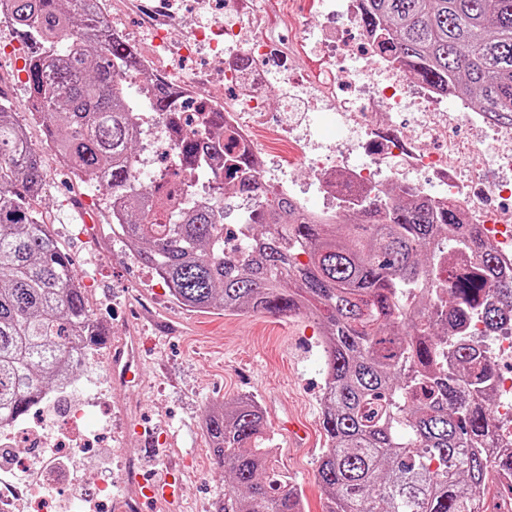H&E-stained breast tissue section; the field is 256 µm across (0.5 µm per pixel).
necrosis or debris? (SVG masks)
Wrapping results in <instances>:
<instances>
[{
  "mask_svg": "<svg viewBox=\"0 0 512 512\" xmlns=\"http://www.w3.org/2000/svg\"><path fill=\"white\" fill-rule=\"evenodd\" d=\"M197 9L219 8L222 19L192 29L181 43L184 54L206 49L224 68L225 97L211 98L224 114V129L234 138L238 153L250 161L258 178L276 174L279 192L291 194L311 215L342 220L343 212L323 205L337 184H348L354 195L382 196L396 185L416 178L432 203L454 199L472 223L482 225L493 241L505 273L512 275V126L494 123L482 112L459 101L448 114V93L429 84H415L397 62L377 58L373 36L362 26L363 0H307L306 8L289 10L284 27L287 41L270 38L262 24L263 11L244 13L240 0H196ZM165 24L142 11V29L153 36L150 56L123 78L125 91L139 104L143 149L137 159L140 179L153 178L159 152L171 148L172 132L165 114L152 111L142 79L170 50L165 37L179 27L182 14L173 0L165 8ZM354 32L353 40L336 37L335 23ZM274 64L276 79L291 93L277 122L266 111V76L244 69L242 58ZM313 110L334 117L339 138L319 141L310 120ZM270 126L297 149L300 167L314 173V185L278 173L264 153L254 130ZM498 145L493 166H486L487 138ZM370 160L358 162L357 153ZM489 350L505 365L494 386L499 414L497 438L512 447V329L493 336ZM51 420L37 425L5 422L0 425V512H57L46 486L64 481L67 458L95 448L110 432L109 422L96 429L84 426L83 414L66 398H53Z\"/></svg>",
  "mask_w": 512,
  "mask_h": 512,
  "instance_id": "obj_1",
  "label": "necrosis or debris"
}]
</instances>
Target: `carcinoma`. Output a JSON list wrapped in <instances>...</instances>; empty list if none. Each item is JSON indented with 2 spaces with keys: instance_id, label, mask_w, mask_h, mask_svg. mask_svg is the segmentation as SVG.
Returning a JSON list of instances; mask_svg holds the SVG:
<instances>
[{
  "instance_id": "cac0c4a2",
  "label": "carcinoma",
  "mask_w": 512,
  "mask_h": 512,
  "mask_svg": "<svg viewBox=\"0 0 512 512\" xmlns=\"http://www.w3.org/2000/svg\"><path fill=\"white\" fill-rule=\"evenodd\" d=\"M12 27L27 48V110L70 173L112 189V224L142 264L184 306L240 314L303 316L320 326L325 445L316 480L325 512H487L485 496L512 499V454L493 457V382L485 342L512 321V277L478 224L453 201L435 206L406 187L366 198L360 219L328 223L302 213L270 185L245 180L247 164L209 117L206 146L194 132L177 159L214 163L208 199L177 209L136 175L139 125L122 73L141 52L112 34L94 0H11ZM363 24L385 57L419 81L452 85L499 124L512 125V0H366ZM183 98L163 76L151 106L180 119ZM242 198L224 234V177ZM40 160L19 115L0 101V421L78 376L107 341L69 255L32 201ZM240 235L246 252L228 253ZM475 268L454 276L458 254ZM481 321L486 335L470 334ZM210 452L230 473L214 512H303L285 474L267 475L273 437L249 399L205 411Z\"/></svg>"
}]
</instances>
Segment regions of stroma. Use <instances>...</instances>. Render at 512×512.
Returning <instances> with one entry per match:
<instances>
[{
	"instance_id": "stroma-1",
	"label": "stroma",
	"mask_w": 512,
	"mask_h": 512,
	"mask_svg": "<svg viewBox=\"0 0 512 512\" xmlns=\"http://www.w3.org/2000/svg\"><path fill=\"white\" fill-rule=\"evenodd\" d=\"M5 44L17 52L0 58V72L10 77L0 95L20 112L28 92L25 76L15 70L24 55L8 27L0 29V46ZM27 127L45 174L33 206L70 254L108 335L83 374L105 377L114 346L137 344L134 381L113 386L111 402L95 401L85 409L88 427L111 421L112 438L83 457L84 469L111 466L112 487L122 491L169 480L182 512H212L224 467L207 446L202 413L246 395L259 403L275 433L278 469L302 491L307 512H323L315 482L324 443L323 357L313 320L179 304L130 243L113 234L106 196L86 194L91 178H74L47 149L42 120L28 117ZM298 422L308 430V445L294 450L283 431Z\"/></svg>"
}]
</instances>
